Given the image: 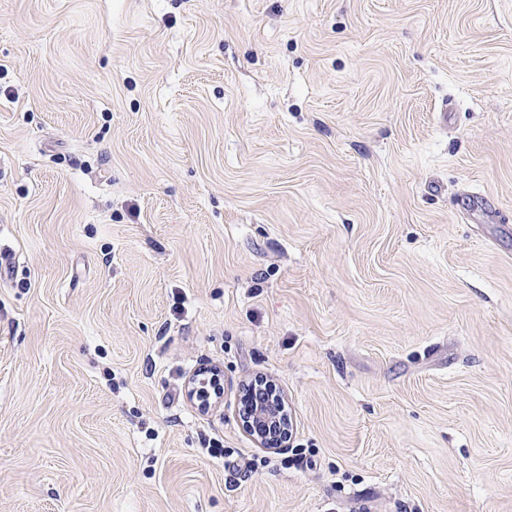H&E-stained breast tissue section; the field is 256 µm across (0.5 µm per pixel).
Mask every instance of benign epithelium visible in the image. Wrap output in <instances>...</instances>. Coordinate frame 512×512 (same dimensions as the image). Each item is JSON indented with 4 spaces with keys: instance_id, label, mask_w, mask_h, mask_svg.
<instances>
[{
    "instance_id": "1",
    "label": "benign epithelium",
    "mask_w": 512,
    "mask_h": 512,
    "mask_svg": "<svg viewBox=\"0 0 512 512\" xmlns=\"http://www.w3.org/2000/svg\"><path fill=\"white\" fill-rule=\"evenodd\" d=\"M222 379V374L203 371L202 378L192 377L188 381V391L198 403L210 400L205 391L208 382ZM256 381L242 384L243 397L251 403L248 413L242 420L243 427L253 436L260 447L276 451L287 446L288 415L284 399L280 395L253 396Z\"/></svg>"
}]
</instances>
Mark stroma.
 I'll return each instance as SVG.
<instances>
[{"instance_id":"35a3bbf8","label":"stroma","mask_w":512,"mask_h":512,"mask_svg":"<svg viewBox=\"0 0 512 512\" xmlns=\"http://www.w3.org/2000/svg\"><path fill=\"white\" fill-rule=\"evenodd\" d=\"M467 194L512 225V0H0V512H512ZM211 366L203 367V373L199 376H204V378L198 379L199 376L191 377L188 381V392L192 393L193 400L195 399L198 404H202L203 402H210V394L206 392L205 386L208 382L214 383L217 379H222V368L217 366L219 369V374H216V369H213V372H208L207 368H211ZM257 379L242 384L243 397L251 403L242 420L243 427L253 436L260 447L276 451L287 446L288 415L281 395L255 396Z\"/></svg>"}]
</instances>
